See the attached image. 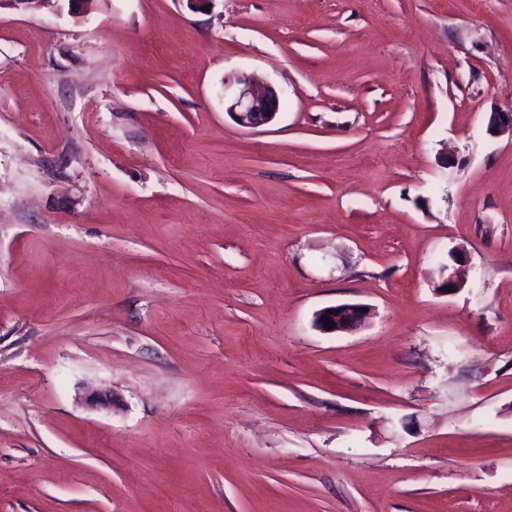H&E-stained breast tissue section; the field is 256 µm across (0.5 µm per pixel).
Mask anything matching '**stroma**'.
I'll list each match as a JSON object with an SVG mask.
<instances>
[{
  "instance_id": "stroma-1",
  "label": "stroma",
  "mask_w": 512,
  "mask_h": 512,
  "mask_svg": "<svg viewBox=\"0 0 512 512\" xmlns=\"http://www.w3.org/2000/svg\"><path fill=\"white\" fill-rule=\"evenodd\" d=\"M494 110L512 0H0V512H512ZM226 103L237 124L246 129L272 123L281 109L279 94L272 86H261L244 73L224 78V106ZM331 310V313H328ZM328 314V318L333 321V329L328 330V324H325L322 316ZM366 308L358 304H339L325 307L319 310L314 317V325L324 333H337L352 330L359 326L367 318Z\"/></svg>"
}]
</instances>
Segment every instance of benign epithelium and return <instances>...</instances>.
I'll return each instance as SVG.
<instances>
[{
  "label": "benign epithelium",
  "mask_w": 512,
  "mask_h": 512,
  "mask_svg": "<svg viewBox=\"0 0 512 512\" xmlns=\"http://www.w3.org/2000/svg\"><path fill=\"white\" fill-rule=\"evenodd\" d=\"M224 102L228 103L227 111L232 114L237 124L246 129H256L272 123L281 109V100L277 91L268 85L261 86L244 73H233L224 78ZM487 129L492 133L512 132V111L489 114ZM442 280L437 286L438 293L444 288L453 290L461 288L457 272L450 266L441 267ZM333 321V329H328L323 315ZM366 308L358 304H339L319 310L314 317V325L326 333L345 332L359 326L367 318Z\"/></svg>",
  "instance_id": "1"
}]
</instances>
